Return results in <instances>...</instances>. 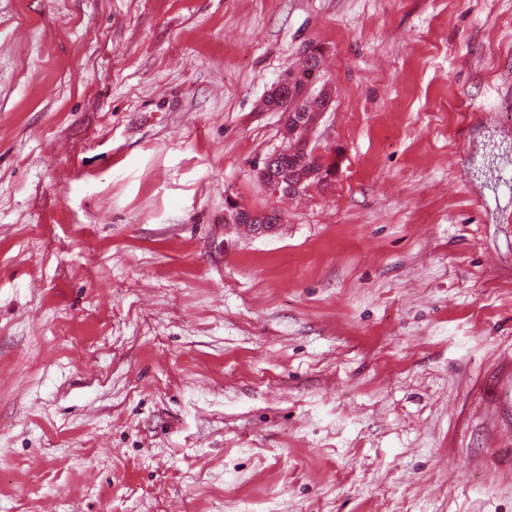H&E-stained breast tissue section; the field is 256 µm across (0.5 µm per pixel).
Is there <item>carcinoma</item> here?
Masks as SVG:
<instances>
[{
	"label": "carcinoma",
	"instance_id": "obj_1",
	"mask_svg": "<svg viewBox=\"0 0 512 512\" xmlns=\"http://www.w3.org/2000/svg\"><path fill=\"white\" fill-rule=\"evenodd\" d=\"M321 50L309 48L305 55L301 68L295 71L298 78L294 80L284 79L267 95L265 105L277 112H284L299 120L304 112L325 111L329 108L332 100L320 95L312 96L307 93L310 79L313 75L320 73ZM306 127H301L297 138L291 145L292 152L280 156L270 166H261L258 169V177H279L283 180L281 193L284 195H296L298 190L292 188L296 179L301 173L310 175L305 181V187L319 186L328 182V179L335 175L336 162H327L322 157H313L303 151L302 135Z\"/></svg>",
	"mask_w": 512,
	"mask_h": 512
}]
</instances>
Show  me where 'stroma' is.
I'll return each instance as SVG.
<instances>
[{"label":"stroma","instance_id":"35a3bbf8","mask_svg":"<svg viewBox=\"0 0 512 512\" xmlns=\"http://www.w3.org/2000/svg\"><path fill=\"white\" fill-rule=\"evenodd\" d=\"M511 176L512 0H0V512H512ZM308 53L305 55L304 63L301 68L296 70L299 79L289 81V77L292 73L288 74V77L277 84L276 87L267 95L265 99V105L268 109L275 110L277 112H284L288 118L293 114L294 120L302 121V113L310 112L307 118L309 120V130L317 126L321 118L325 114V111L329 108L332 103V99H327L319 94L311 97L307 93L308 85L313 74L319 76L321 68V50L318 48L309 47ZM304 125L305 123L303 122L294 144L291 145L288 143V139L292 140L295 137L297 129H287L284 124V139L285 142L288 143V148H293L292 152L288 153L286 145L284 148L279 150L280 152L276 153V155L283 153L288 154V156H279L269 167L262 163V166L258 169L259 178L267 177L271 180L272 177L275 176L281 177L283 180V185L277 180H272L270 182L262 181L273 192L277 193L281 190V193L284 195H296L300 191L306 190L308 187L314 185L319 186L323 183H327L328 179L335 175L336 161L329 163L325 161L323 157H313L304 153L302 135L307 130ZM300 172L311 175V177L305 181V185L300 190L292 189V184L300 181L301 179L302 175ZM292 176L297 177V180L295 178H291Z\"/></svg>","mask_w":512,"mask_h":512}]
</instances>
